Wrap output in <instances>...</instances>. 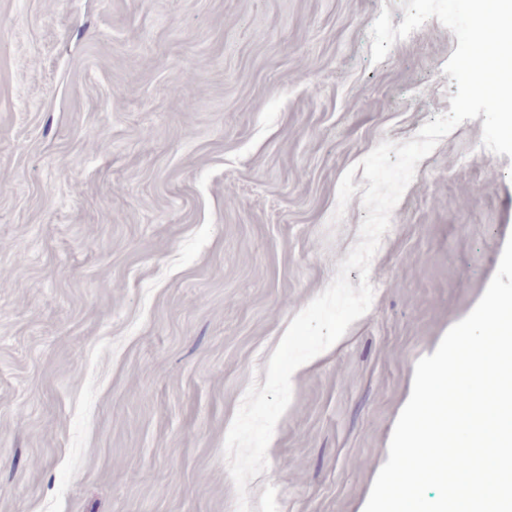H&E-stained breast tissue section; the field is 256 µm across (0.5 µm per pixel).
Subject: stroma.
Masks as SVG:
<instances>
[{
  "label": "stroma",
  "instance_id": "obj_1",
  "mask_svg": "<svg viewBox=\"0 0 512 512\" xmlns=\"http://www.w3.org/2000/svg\"><path fill=\"white\" fill-rule=\"evenodd\" d=\"M397 0H0V512H236L251 382L367 212L338 184L449 111ZM199 111H188L189 103ZM464 121L421 160L370 310L292 379L251 512H364L415 364L512 237V158Z\"/></svg>",
  "mask_w": 512,
  "mask_h": 512
}]
</instances>
